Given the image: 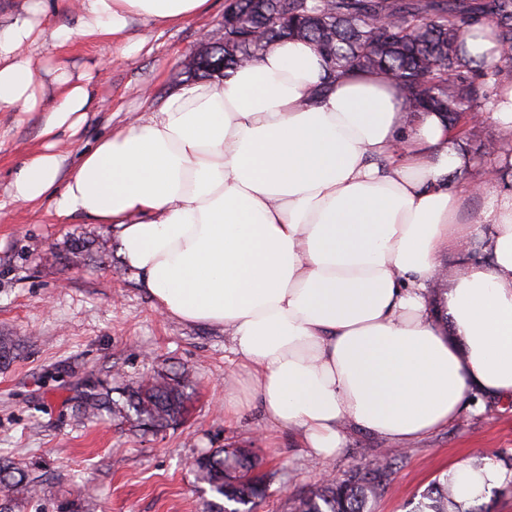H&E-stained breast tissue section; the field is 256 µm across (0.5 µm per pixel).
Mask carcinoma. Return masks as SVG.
<instances>
[{
    "instance_id": "carcinoma-1",
    "label": "carcinoma",
    "mask_w": 512,
    "mask_h": 512,
    "mask_svg": "<svg viewBox=\"0 0 512 512\" xmlns=\"http://www.w3.org/2000/svg\"><path fill=\"white\" fill-rule=\"evenodd\" d=\"M479 24L492 29L503 66L480 75L508 91L512 75V0H231L224 8V52L194 56L188 78L226 81L258 61L279 40L313 43L331 74L357 67L379 72L409 93L408 112H441L455 137L481 140L470 124L473 91L466 38ZM18 345L0 336V366L17 357ZM196 382L183 369L160 367L133 386L89 378L77 390L75 413L81 421L120 417L144 433L161 434L184 420ZM118 397H113V394ZM392 461L378 457L348 478L321 484L294 497L289 512H371L369 500L383 487ZM258 456L245 448H216L198 456L194 470L213 499L209 512H253L266 495L264 478L253 475ZM41 485L26 470L0 458V512H18ZM448 480L433 482L410 512H448ZM91 508L86 491L60 505V512Z\"/></svg>"
}]
</instances>
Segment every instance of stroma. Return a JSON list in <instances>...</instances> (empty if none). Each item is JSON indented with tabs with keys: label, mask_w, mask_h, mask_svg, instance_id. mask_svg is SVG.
<instances>
[{
	"label": "stroma",
	"mask_w": 512,
	"mask_h": 512,
	"mask_svg": "<svg viewBox=\"0 0 512 512\" xmlns=\"http://www.w3.org/2000/svg\"><path fill=\"white\" fill-rule=\"evenodd\" d=\"M226 0L180 25L134 20L131 38H147L136 58L113 64L93 81L96 102L74 135L59 145L66 167L112 128L157 110L188 78L183 62L212 41L224 23ZM105 40L70 44L45 40L33 53L42 82L49 70L93 72L111 54ZM42 112H0V335L19 343L17 359L0 367V456L28 466L43 480L25 512H57L68 490L89 484L97 512H208L192 472L201 452L245 447L263 460L268 496L256 512H287L293 497L322 476L339 478L393 453L386 485L372 512H408L407 504L448 468L489 458L512 470V401L465 413L448 427L406 445L351 428L336 457L322 459L300 433L267 424L258 400L234 418L224 414V390L249 391L223 330L188 325L159 314L111 243L109 225L58 217L53 202H12L9 184L25 152L41 145ZM106 252H99L100 242ZM86 247L87 271L71 261L72 243ZM186 369L197 381L189 412L161 435L132 433L113 418L79 425L74 388L84 378L132 383L155 368Z\"/></svg>",
	"instance_id": "obj_1"
}]
</instances>
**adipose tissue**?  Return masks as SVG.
Here are the masks:
<instances>
[{
    "label": "adipose tissue",
    "mask_w": 512,
    "mask_h": 512,
    "mask_svg": "<svg viewBox=\"0 0 512 512\" xmlns=\"http://www.w3.org/2000/svg\"><path fill=\"white\" fill-rule=\"evenodd\" d=\"M64 3L78 24L54 38H106L127 60L145 46L127 37L132 18L176 25L209 0ZM46 12L24 0L0 28V112L41 109L30 50ZM91 82L54 70L43 143L16 170L12 200L111 225L160 314L224 330L270 424L329 459L350 426L404 443L480 397L512 400V175L449 187L469 160L439 113L409 121L402 86L331 75L314 45L282 40L228 82L181 87L67 172L60 137L84 122ZM470 194L486 203L467 220ZM445 252L460 272L438 310L425 293ZM511 481L490 460L448 471L461 508Z\"/></svg>",
    "instance_id": "adipose-tissue-1"
}]
</instances>
